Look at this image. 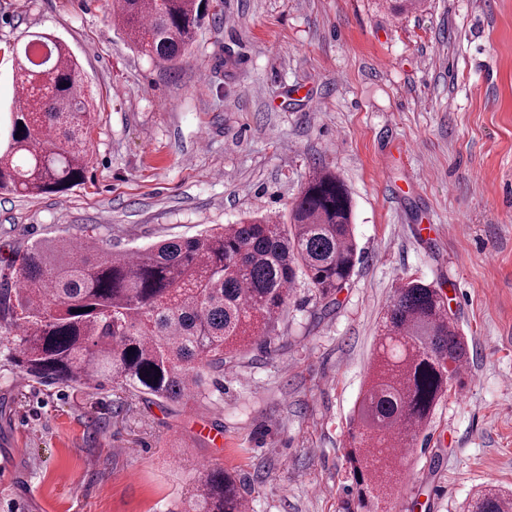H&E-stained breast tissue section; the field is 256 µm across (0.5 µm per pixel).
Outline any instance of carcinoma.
Returning <instances> with one entry per match:
<instances>
[{
	"instance_id": "1",
	"label": "carcinoma",
	"mask_w": 512,
	"mask_h": 512,
	"mask_svg": "<svg viewBox=\"0 0 512 512\" xmlns=\"http://www.w3.org/2000/svg\"><path fill=\"white\" fill-rule=\"evenodd\" d=\"M111 16L132 46L172 69L208 13L203 0H112ZM17 58L22 95L0 136V192L61 196L88 169L92 97L78 60L51 35H31ZM352 224L346 184L315 166L282 221L256 216L128 252L105 253L86 235L36 241L12 261L15 287L0 289V347L41 383L211 404L208 376L271 342L300 282L326 305L346 286L360 261ZM468 361L441 289L419 279L394 289L352 419L355 495L345 512H378L393 491L392 448L430 425ZM245 503L239 479L212 470L190 512H245ZM467 512H512V493L488 482Z\"/></svg>"
}]
</instances>
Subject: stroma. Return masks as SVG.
Returning <instances> with one entry per match:
<instances>
[{"instance_id": "35a3bbf8", "label": "stroma", "mask_w": 512, "mask_h": 512, "mask_svg": "<svg viewBox=\"0 0 512 512\" xmlns=\"http://www.w3.org/2000/svg\"><path fill=\"white\" fill-rule=\"evenodd\" d=\"M106 0H0V117L14 46L67 44L95 98L93 161L66 194L0 193V284L35 240L129 251L251 213L284 215L314 166L354 203L362 261L329 308L299 283L271 344L216 403L162 406L22 380L0 353V512H180L204 467L249 512H341L350 418L401 280L442 288L469 364L409 449L383 512H463L512 488V0H223L186 62L159 67Z\"/></svg>"}]
</instances>
